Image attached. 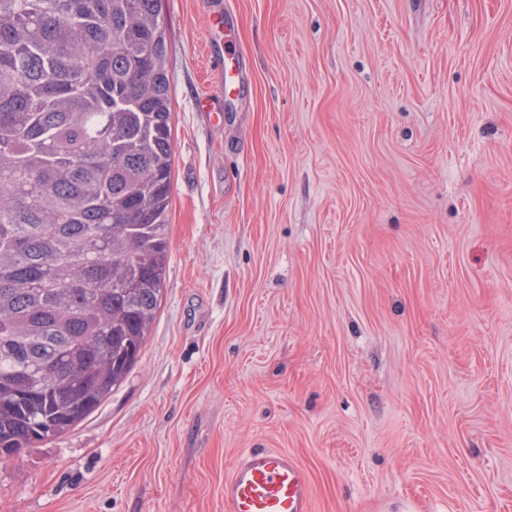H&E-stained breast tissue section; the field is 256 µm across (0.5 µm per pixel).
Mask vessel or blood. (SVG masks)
Wrapping results in <instances>:
<instances>
[{
  "instance_id": "1",
  "label": "vessel or blood",
  "mask_w": 512,
  "mask_h": 512,
  "mask_svg": "<svg viewBox=\"0 0 512 512\" xmlns=\"http://www.w3.org/2000/svg\"><path fill=\"white\" fill-rule=\"evenodd\" d=\"M212 62L223 82L222 93L241 90L240 65L233 51L218 50ZM308 471L283 451L245 452L224 481V512H310Z\"/></svg>"
}]
</instances>
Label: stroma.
<instances>
[{"mask_svg": "<svg viewBox=\"0 0 512 512\" xmlns=\"http://www.w3.org/2000/svg\"><path fill=\"white\" fill-rule=\"evenodd\" d=\"M243 54L219 76L211 16ZM166 290L136 366L0 460V512H512V0H163ZM212 63L219 69L223 82L222 93L225 98L233 99L238 96L241 90V76L239 61L233 51L229 48H220L215 56H212ZM308 471L288 452H245L224 480L225 512H310Z\"/></svg>", "mask_w": 512, "mask_h": 512, "instance_id": "1", "label": "stroma"}]
</instances>
